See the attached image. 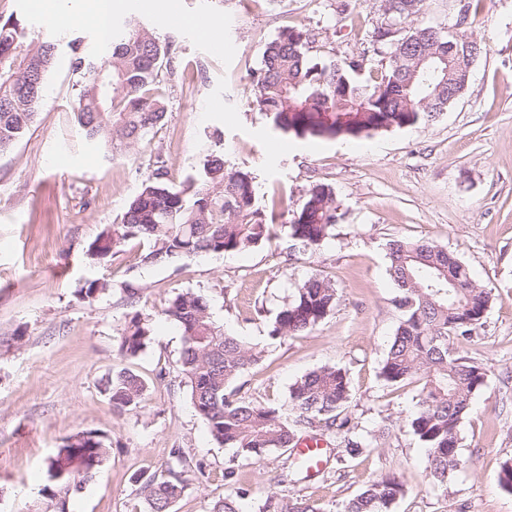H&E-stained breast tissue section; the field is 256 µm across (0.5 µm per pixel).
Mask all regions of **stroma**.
<instances>
[{
    "label": "stroma",
    "mask_w": 512,
    "mask_h": 512,
    "mask_svg": "<svg viewBox=\"0 0 512 512\" xmlns=\"http://www.w3.org/2000/svg\"><path fill=\"white\" fill-rule=\"evenodd\" d=\"M337 4L179 0L185 14L222 21L226 47L216 52L194 32L160 24L146 0H125L115 19L150 26L169 44L172 66L160 83L164 121L114 151L85 140L73 109L79 77L70 44L99 55L100 31L86 18L65 26L33 125L0 153V512H53L47 460L81 431L103 436L111 453L94 481L71 495L69 512H148L138 479L160 470L176 448L189 474L171 512H210L231 489L241 493L242 512H258L270 497L339 512L371 481L393 475L404 493L392 512H512V490L500 483L501 465L512 458V0H479L462 26L459 0H423L414 24L483 47L466 90L435 121L356 139L276 129L252 103L250 76L279 31L308 28L310 56L329 62L360 51L384 18L381 0H349L342 14ZM218 150L227 165L255 177L258 206L280 224L299 210L310 185L331 186L344 215L333 238L290 261L277 240L154 266L141 263L142 248L132 241L88 266V244L120 219L155 169L180 187ZM396 236L446 246L490 292L473 339L455 343L486 378L460 425L461 465L442 488L428 476L426 450L409 424L417 384L395 389L380 376L400 322L385 250ZM312 275L335 283V310L307 335L271 338L276 315ZM94 276L116 285L136 279L141 297L126 305L109 292L84 301L78 291ZM188 291L207 297L217 326L263 348L240 381L242 397L280 405L307 372L342 368L349 415L372 431L373 447L329 460L309 482L284 475L280 453L245 461L215 442L181 380V333L163 316ZM138 312L151 315L153 341L127 360L118 338ZM123 367L148 388L137 409L120 414L105 386ZM229 468L236 471L231 486Z\"/></svg>",
    "instance_id": "obj_1"
}]
</instances>
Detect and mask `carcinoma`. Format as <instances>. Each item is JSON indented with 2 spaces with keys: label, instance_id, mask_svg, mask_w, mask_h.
I'll use <instances>...</instances> for the list:
<instances>
[{
  "label": "carcinoma",
  "instance_id": "obj_1",
  "mask_svg": "<svg viewBox=\"0 0 512 512\" xmlns=\"http://www.w3.org/2000/svg\"><path fill=\"white\" fill-rule=\"evenodd\" d=\"M422 0H383L384 20L371 31L374 54L388 57L380 74L362 77L366 58H345L325 64L308 55L306 28L280 30L264 53L262 67L251 78L259 110L275 126L297 135L359 137L429 122L448 108L459 90L468 58L481 52L472 40L434 26L405 28ZM58 39H26L25 27L12 16L0 20V152L11 148L31 126L41 104L46 76L54 65ZM170 47L145 24L131 22L106 44L99 57L75 54L73 71L86 76L74 111L88 140L127 146L137 143L166 116L159 90L161 72L171 68ZM112 75V93L97 83L99 72ZM257 184L249 172L229 167L224 155H211L199 178L182 189L157 169L142 183L120 221L90 243L86 256L98 264L130 241L146 245L141 262L156 265L202 254L243 252L275 240L286 255L314 254L332 237L339 221L332 188L312 185L301 208L287 224L275 223L256 205ZM394 302L402 319L392 336L380 376L389 387L420 384L410 425L427 448L426 470L441 486L458 466V432L474 393L484 384V370L458 357L454 340L472 338L487 310L489 292L470 275L447 247L429 240L394 237L386 243ZM111 284L91 278L81 298L94 301ZM142 287L133 279L122 283L120 300L134 303ZM336 306L335 284L311 276L276 317L269 336L306 333ZM181 330L180 371L190 402L214 440L252 460L269 451H288L300 444L299 430L317 428L320 436L341 438L350 456L372 445L370 432H356L348 415L351 389L347 373L323 366L297 379L287 404L269 406L239 396L238 381L260 361L264 350L216 326L206 299L194 292L177 295L164 310ZM146 319L136 313L126 322L118 343L121 357H138L151 343ZM147 389L138 374L123 368L112 376L107 393L113 409L139 406ZM109 455L103 437L78 432L49 458L51 484L45 492L56 500L57 512H68V496L93 480ZM184 470L166 464L140 487L150 512H170L184 490ZM404 492L392 476L374 481L350 499L341 512H391ZM210 512H241L238 495L227 493ZM262 512H324L317 503L301 501Z\"/></svg>",
  "mask_w": 512,
  "mask_h": 512
}]
</instances>
